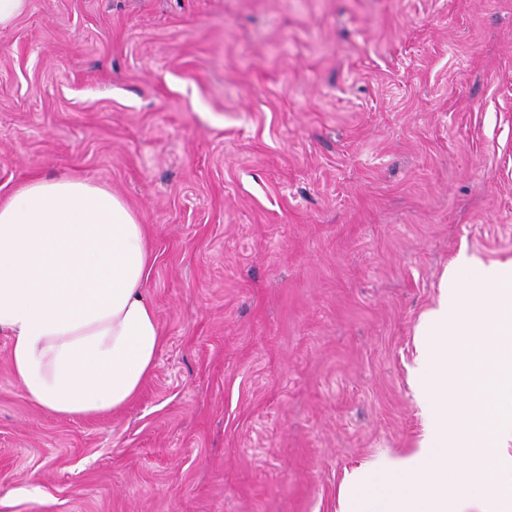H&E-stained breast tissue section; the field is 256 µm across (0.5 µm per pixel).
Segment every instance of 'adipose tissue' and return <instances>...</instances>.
Wrapping results in <instances>:
<instances>
[{
  "mask_svg": "<svg viewBox=\"0 0 512 512\" xmlns=\"http://www.w3.org/2000/svg\"><path fill=\"white\" fill-rule=\"evenodd\" d=\"M145 225L85 180H37L0 204V332L25 396L59 416L117 412L163 335Z\"/></svg>",
  "mask_w": 512,
  "mask_h": 512,
  "instance_id": "obj_1",
  "label": "adipose tissue"
}]
</instances>
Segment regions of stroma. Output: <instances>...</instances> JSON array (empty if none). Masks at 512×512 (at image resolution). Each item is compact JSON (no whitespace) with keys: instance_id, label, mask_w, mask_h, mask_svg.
<instances>
[{"instance_id":"obj_1","label":"stroma","mask_w":512,"mask_h":512,"mask_svg":"<svg viewBox=\"0 0 512 512\" xmlns=\"http://www.w3.org/2000/svg\"><path fill=\"white\" fill-rule=\"evenodd\" d=\"M86 180L145 224L164 344L124 409L26 398L0 512H339L419 449L417 328L512 262V0H30L0 30V203Z\"/></svg>"}]
</instances>
